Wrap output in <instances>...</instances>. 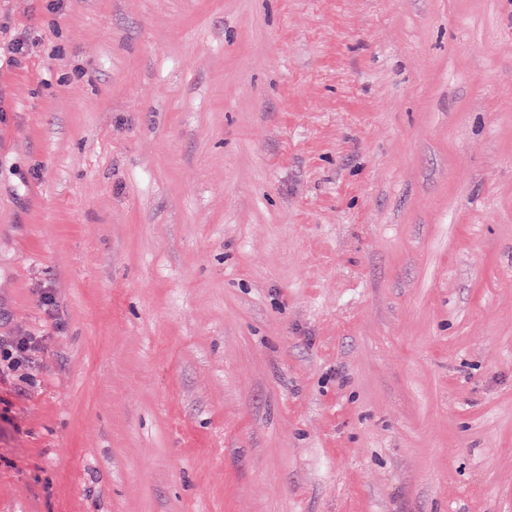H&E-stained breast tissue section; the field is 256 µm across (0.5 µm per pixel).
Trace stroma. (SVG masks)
Here are the masks:
<instances>
[{
	"instance_id": "obj_1",
	"label": "stroma",
	"mask_w": 512,
	"mask_h": 512,
	"mask_svg": "<svg viewBox=\"0 0 512 512\" xmlns=\"http://www.w3.org/2000/svg\"><path fill=\"white\" fill-rule=\"evenodd\" d=\"M15 336L0 512H512V0H0ZM34 343L33 338L28 336H17L0 342V367L3 361L7 370L19 371L26 368Z\"/></svg>"
}]
</instances>
